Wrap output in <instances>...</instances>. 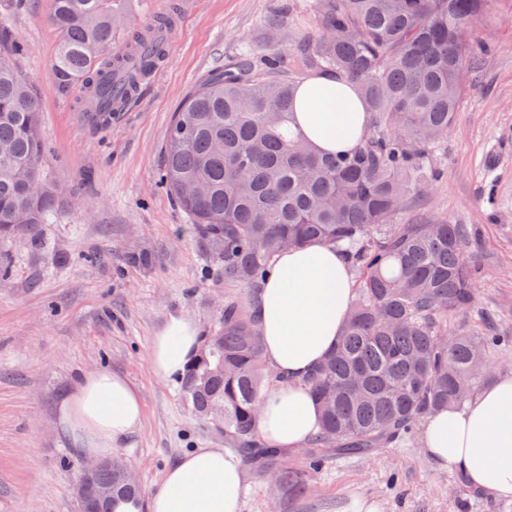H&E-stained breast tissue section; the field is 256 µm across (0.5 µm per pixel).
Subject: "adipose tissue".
<instances>
[{"mask_svg": "<svg viewBox=\"0 0 512 512\" xmlns=\"http://www.w3.org/2000/svg\"><path fill=\"white\" fill-rule=\"evenodd\" d=\"M296 118L318 150L336 152L364 138L368 115L350 83L324 74L300 84ZM354 291L343 256L313 242L282 251L254 298L264 359L273 372L256 422L268 447L293 451L317 433L320 410L305 379L334 350ZM199 348L196 321L183 313L171 315L152 340L149 367L160 378L178 375ZM143 416L138 390L109 370L85 375L57 409L60 431L77 451L97 460L111 458L115 445L139 429ZM423 444L432 461L463 471L473 487L512 498V376L487 387L464 409L428 416ZM243 490L238 462L222 450L198 448L170 467L147 497L114 499L112 512H240Z\"/></svg>", "mask_w": 512, "mask_h": 512, "instance_id": "ef3b65f1", "label": "adipose tissue"}]
</instances>
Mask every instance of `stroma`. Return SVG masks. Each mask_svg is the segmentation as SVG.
<instances>
[{"label": "stroma", "instance_id": "stroma-1", "mask_svg": "<svg viewBox=\"0 0 512 512\" xmlns=\"http://www.w3.org/2000/svg\"><path fill=\"white\" fill-rule=\"evenodd\" d=\"M312 4L121 0L116 45L162 15L172 21L170 45L127 104L95 124L51 86L52 0H0V16L25 44L19 66L40 94L42 169L56 194L34 233L0 237V512H80L74 486L86 458L60 435L56 405L100 368L125 375L142 398L141 427L112 451L132 466L142 494L190 450L223 448V431L185 404L180 378H157L148 365L170 315L191 316L207 336L225 296L244 294L225 284L223 258L161 186L162 148L194 85L240 56L258 63L287 51L310 30ZM468 38L489 50L470 62L456 121L434 155L441 177L431 197L401 221L476 229L471 250L483 274L474 312L448 322L466 328L488 316L512 334V0H488ZM281 462L304 470L305 493L249 471L241 512H350L361 499L381 512H512V499L458 488L454 470L432 462L419 440L335 457L317 471L300 451Z\"/></svg>", "mask_w": 512, "mask_h": 512}]
</instances>
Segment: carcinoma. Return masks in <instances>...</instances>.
<instances>
[{"instance_id": "obj_1", "label": "carcinoma", "mask_w": 512, "mask_h": 512, "mask_svg": "<svg viewBox=\"0 0 512 512\" xmlns=\"http://www.w3.org/2000/svg\"><path fill=\"white\" fill-rule=\"evenodd\" d=\"M58 33L53 87L83 82L88 109L108 115L132 96L165 55L171 21L158 17L127 54L109 52L124 25L118 0H53ZM485 0H316L313 29L288 54L264 58L258 73L243 57L212 74L174 112L160 184L224 255V280L256 292L288 246L320 241L340 250L357 276L350 319L333 352L309 377L321 426L305 459L321 467L415 441L427 415L472 404L493 375L492 358L512 336L448 327L468 312L480 275L466 254V224H399L398 217L438 182L430 163L448 136L466 65L480 48L460 38ZM23 43L0 22V234L30 233L51 215L54 196L41 175L45 148L40 99L17 65ZM334 72L353 81L367 104L364 140L324 153L292 128L299 79ZM249 301L224 300V320L204 337L181 380L198 417L214 416L224 441L262 471L277 458L256 433L269 387ZM298 495L295 468L274 470ZM112 485L82 512H109L118 496L139 494L112 463L88 478Z\"/></svg>"}]
</instances>
